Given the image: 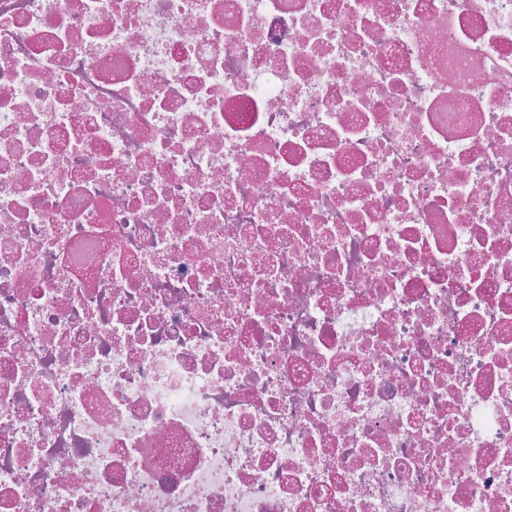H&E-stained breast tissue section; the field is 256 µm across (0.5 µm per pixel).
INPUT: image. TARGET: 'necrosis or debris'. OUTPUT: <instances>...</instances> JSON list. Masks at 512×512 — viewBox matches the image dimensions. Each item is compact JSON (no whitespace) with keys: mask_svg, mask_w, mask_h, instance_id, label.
<instances>
[{"mask_svg":"<svg viewBox=\"0 0 512 512\" xmlns=\"http://www.w3.org/2000/svg\"><path fill=\"white\" fill-rule=\"evenodd\" d=\"M0 512H512V0H0Z\"/></svg>","mask_w":512,"mask_h":512,"instance_id":"obj_1","label":"necrosis or debris"}]
</instances>
